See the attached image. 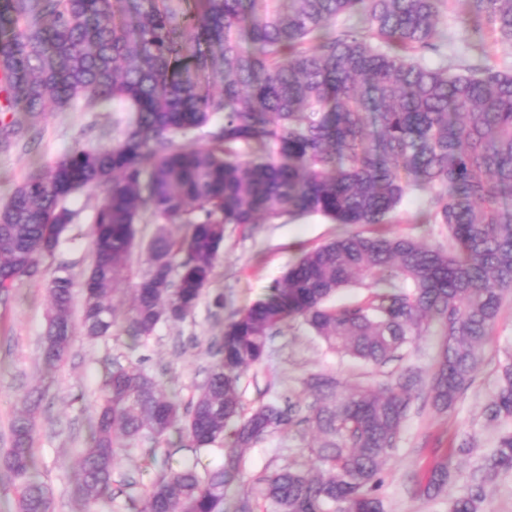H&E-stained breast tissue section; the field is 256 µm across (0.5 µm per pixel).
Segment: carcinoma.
Instances as JSON below:
<instances>
[{
	"label": "carcinoma",
	"mask_w": 512,
	"mask_h": 512,
	"mask_svg": "<svg viewBox=\"0 0 512 512\" xmlns=\"http://www.w3.org/2000/svg\"><path fill=\"white\" fill-rule=\"evenodd\" d=\"M447 0H0V17L22 22L0 44L7 111L27 127L0 126V141L31 137L46 105L112 103L133 113L120 136L96 149L72 146L28 175L0 206V298L40 274L73 213L66 200L104 189L91 228L94 260L83 282L80 328L112 333L115 285L132 276L141 212L186 224L147 247L127 317L133 342L162 321L192 313L224 247L226 226L316 214L336 224H384L405 196L427 193L422 223L448 230V245L401 234L352 232L302 252L268 296L233 319L221 358L184 404L130 363L106 370L87 448L81 491L112 496L121 452L141 436L178 428L186 445L224 446L223 464L163 468L140 512H224V489L245 467L243 448L294 423L297 405L243 410L242 372L260 363L280 324L300 321L330 349L382 366L439 326L441 347L424 379L406 367L382 389L342 387L323 374L305 385L316 399L300 419L317 435L309 448L321 473L288 467L244 491L238 512L260 496L275 512H386L380 473L392 457L412 397L426 391L448 411L470 386L484 345L512 290V72L488 63L456 73L431 66ZM466 32L490 27L512 43V0H464ZM345 14L357 20L342 27ZM200 132L207 143L176 145ZM44 359L59 365L74 341L73 281L58 268ZM373 289L362 302L328 301L343 288ZM29 395L0 448L19 512H53L35 478ZM488 417L499 435L448 512H480L485 486L512 471V355L500 366ZM452 480L431 471L423 494Z\"/></svg>",
	"instance_id": "1"
}]
</instances>
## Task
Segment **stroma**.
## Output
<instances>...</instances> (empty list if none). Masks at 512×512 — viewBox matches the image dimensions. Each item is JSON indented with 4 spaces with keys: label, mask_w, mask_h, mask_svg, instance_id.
<instances>
[{
    "label": "stroma",
    "mask_w": 512,
    "mask_h": 512,
    "mask_svg": "<svg viewBox=\"0 0 512 512\" xmlns=\"http://www.w3.org/2000/svg\"><path fill=\"white\" fill-rule=\"evenodd\" d=\"M439 28L448 35L449 63H471L476 53L464 30L459 0H450L443 8ZM130 118V113L113 111L108 103L81 101L63 110L49 108L39 120L33 142L0 145V203L29 173L52 165L73 145L97 148L110 143ZM101 198V191L96 190L67 200L73 221L57 251L43 259L40 276L20 280L9 299L0 302V448L10 445L11 423L25 397L41 393L33 430L37 475L51 491L54 512H138L145 488L158 473L146 457L151 448L159 461L175 470L193 466L203 472L222 464V447L199 451L181 446L171 435L157 444L136 442L123 452L113 474L112 499L89 503L80 498L76 487L79 457L89 439L106 368L139 363L167 394L189 402L215 363L216 347L231 320L268 295L301 249L323 245L346 231L345 226L319 215L228 225L212 280L188 317L161 323L149 339L133 343L121 328L131 296L129 283H121L113 298L118 324L111 336L91 340L76 334L67 359L49 369L43 363L49 284L58 267L67 266L75 282L73 294L81 296V284L93 260L90 230ZM424 200L422 193L409 194L389 223V231L432 244L445 241L446 232L440 226L422 223ZM440 341L437 329H430L411 344L402 360L374 367L332 351L305 327L291 322L271 338L263 361L243 375V404L248 409L268 402L308 405L314 396L304 381L314 373L333 375L348 385L362 382L378 388L410 365L430 371ZM508 350L512 351L510 303L503 307L482 350L471 385L451 411L435 412L422 394L412 400L393 458L380 474L387 512H447V496L431 499L422 495L421 488L432 467L444 460L454 476L451 491L464 489L470 473L493 448L497 428L487 421L485 407L496 389L498 363ZM311 441V431L299 425L245 449L243 475L225 492V512H232L244 488L256 486L264 476L289 465H309ZM469 441L475 451L459 453L460 444Z\"/></svg>",
    "instance_id": "obj_1"
}]
</instances>
